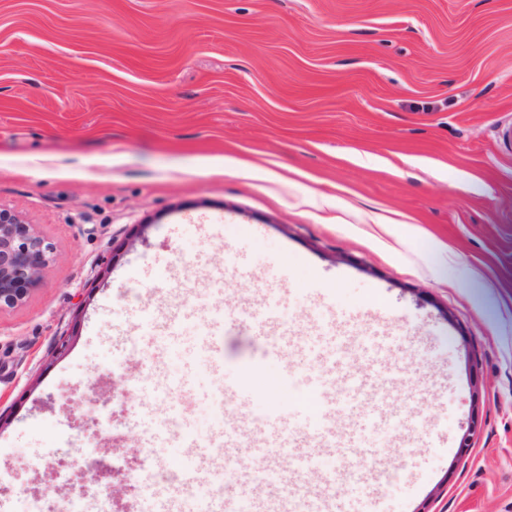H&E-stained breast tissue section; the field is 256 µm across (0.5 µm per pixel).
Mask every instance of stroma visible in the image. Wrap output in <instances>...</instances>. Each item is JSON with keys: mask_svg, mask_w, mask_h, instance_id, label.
I'll use <instances>...</instances> for the list:
<instances>
[{"mask_svg": "<svg viewBox=\"0 0 512 512\" xmlns=\"http://www.w3.org/2000/svg\"><path fill=\"white\" fill-rule=\"evenodd\" d=\"M0 208L55 252L0 310V512H65L48 475L111 436L139 473L203 448L263 482L212 430L305 438L312 379L345 391L331 329L371 387L298 480L345 512L362 461L400 474L363 512H512V0H0ZM173 413L198 446L153 454ZM288 417L282 420L261 419L252 421L249 424L246 434L249 440L257 447L263 448H293L296 454L300 455V445L291 442L288 426L285 422Z\"/></svg>", "mask_w": 512, "mask_h": 512, "instance_id": "35a3bbf8", "label": "stroma"}]
</instances>
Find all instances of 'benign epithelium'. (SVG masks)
<instances>
[{
  "label": "benign epithelium",
  "mask_w": 512,
  "mask_h": 512,
  "mask_svg": "<svg viewBox=\"0 0 512 512\" xmlns=\"http://www.w3.org/2000/svg\"><path fill=\"white\" fill-rule=\"evenodd\" d=\"M53 247L33 225L19 215L0 208V309L22 303L52 260ZM116 470L98 462L79 468V491L90 487L105 491L118 512L124 510L127 489L113 485Z\"/></svg>",
  "instance_id": "1"
}]
</instances>
